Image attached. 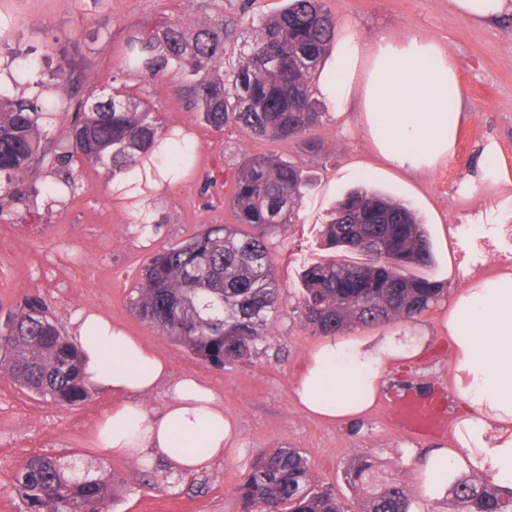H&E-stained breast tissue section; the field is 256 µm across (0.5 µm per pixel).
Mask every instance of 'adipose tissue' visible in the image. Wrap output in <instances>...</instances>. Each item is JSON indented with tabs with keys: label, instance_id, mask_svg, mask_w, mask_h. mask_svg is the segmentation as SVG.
Here are the masks:
<instances>
[{
	"label": "adipose tissue",
	"instance_id": "ef3b65f1",
	"mask_svg": "<svg viewBox=\"0 0 512 512\" xmlns=\"http://www.w3.org/2000/svg\"><path fill=\"white\" fill-rule=\"evenodd\" d=\"M312 85L326 112L354 119L368 144L366 154L345 164L343 179L426 176L456 153L462 114L449 109L448 91L458 85L457 67L436 39L386 31L368 36L343 21ZM479 240L463 227L448 229L447 275L456 292L442 327L458 413L447 445L432 449L417 467L426 505L445 496L448 478L458 472L512 483V262L485 270ZM72 324L85 388L122 397L92 432L103 455L147 466L160 461L175 475L223 461L236 433L215 388L194 376H173L165 357L102 312H78ZM430 350L429 336L409 330L327 336L309 352L291 394L308 416L353 423L369 414L392 370ZM161 386L167 399L157 412L142 397ZM198 441L199 452L193 449Z\"/></svg>",
	"mask_w": 512,
	"mask_h": 512
}]
</instances>
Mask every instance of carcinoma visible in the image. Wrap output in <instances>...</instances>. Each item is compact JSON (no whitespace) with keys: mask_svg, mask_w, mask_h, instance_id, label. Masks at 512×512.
<instances>
[{"mask_svg":"<svg viewBox=\"0 0 512 512\" xmlns=\"http://www.w3.org/2000/svg\"><path fill=\"white\" fill-rule=\"evenodd\" d=\"M237 26L221 17L192 28L174 22L156 33L132 32L125 65L148 78L175 68L185 80L188 107L217 131L233 123L249 137L296 140L306 152L322 153V144L308 137L325 116L310 78L336 34V20L322 0H286L276 14L247 22L251 40L226 74L224 43ZM51 118L50 106L35 98L0 94L1 193L17 191L18 173L48 160L42 128ZM67 136L78 154L112 179L161 153L176 172L190 155L183 136L158 130L144 102L120 94L80 104ZM306 186L297 163L244 159L230 191L238 224L204 225L159 250L141 272L131 309L216 367L259 353L279 304L267 240L286 232ZM241 224L252 232H242ZM323 236L385 256L372 266L326 262L305 269L300 304L314 334L412 321L436 300L434 282L406 272L431 261L423 222L409 205L357 189L338 204ZM0 369L21 389L61 406L86 397L78 349L34 298L0 318ZM347 479L365 496V512L412 510L405 486L377 480L363 458L353 460ZM14 490L19 512H111V473L84 469L64 455L30 457ZM238 494L242 512H348L332 491L315 485L311 462L297 448L257 450ZM449 494L454 512H512V492L472 477L457 479Z\"/></svg>","mask_w":512,"mask_h":512,"instance_id":"1","label":"carcinoma"}]
</instances>
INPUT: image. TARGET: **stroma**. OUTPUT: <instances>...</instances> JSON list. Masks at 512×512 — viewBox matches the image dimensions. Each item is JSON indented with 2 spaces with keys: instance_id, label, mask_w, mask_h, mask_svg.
Here are the masks:
<instances>
[{
  "instance_id": "obj_1",
  "label": "stroma",
  "mask_w": 512,
  "mask_h": 512,
  "mask_svg": "<svg viewBox=\"0 0 512 512\" xmlns=\"http://www.w3.org/2000/svg\"><path fill=\"white\" fill-rule=\"evenodd\" d=\"M336 21H356L367 34L419 33L440 41L459 72V102L466 120L454 158L420 178L422 202L412 208L422 220L432 250L441 246V227L491 215L497 204L492 183L481 181L482 151L496 143L512 163V16L493 25L472 23L448 0H323ZM284 0H0V93L51 103L49 138L61 140L79 101L119 89L147 101L161 127L191 126L194 143L188 169L174 181L148 175L120 195L94 166L72 157L40 165L24 185L37 193L0 200V227L19 228L0 239V317L40 297L50 316L69 327L71 316L94 309L123 325L166 357L174 374L192 373L213 384L224 397V413L236 420L238 443L223 463L209 471L171 477L163 464L138 472L134 460L102 458L92 441L97 421L118 402L116 396L90 394L63 407L32 397L0 375V512H18L10 486L18 464L33 453L71 451L83 463L104 467L114 478L112 512H240L236 488L259 448H297L312 463L316 484L332 489L349 512H362L361 493L345 479L357 457L374 470L415 491L414 458L440 441L437 433L416 436L390 419L402 393L419 396L448 388V354L436 355L406 371L391 373L370 416L353 424H328L297 409L290 394L294 374L317 337L303 321L298 301L304 270L316 262L365 264L368 256L348 247H331L322 230L334 201L324 186L340 168L367 151L357 128L341 130L324 117L312 135L326 155L305 153L299 142L253 138L236 125L216 132L187 106L179 74L155 78L128 73L124 63L129 31L146 34L179 22L190 27L209 18L269 16ZM273 154L299 163L310 179L299 215L284 235L270 239L280 306L268 326L259 354L217 369L161 335L130 308L144 264L159 249L176 244L207 224H232L236 217L225 193L203 194L212 176L230 180L248 156ZM72 181L65 193L55 185ZM420 276L441 292L412 326L439 339L438 318L454 292L438 262Z\"/></svg>"
}]
</instances>
